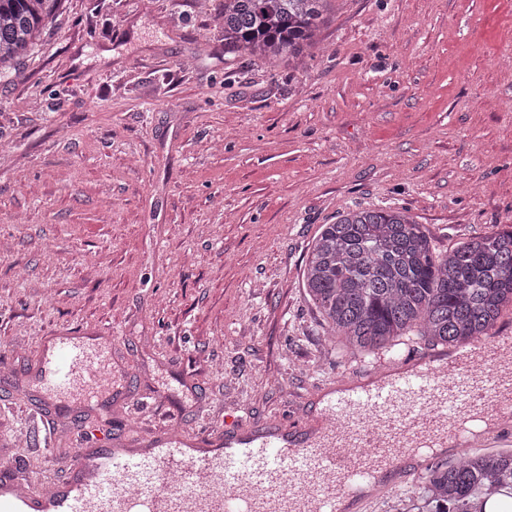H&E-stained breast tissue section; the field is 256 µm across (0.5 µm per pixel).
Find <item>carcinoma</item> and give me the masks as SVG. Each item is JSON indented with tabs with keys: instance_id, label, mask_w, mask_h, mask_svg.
<instances>
[{
	"instance_id": "obj_1",
	"label": "carcinoma",
	"mask_w": 512,
	"mask_h": 512,
	"mask_svg": "<svg viewBox=\"0 0 512 512\" xmlns=\"http://www.w3.org/2000/svg\"><path fill=\"white\" fill-rule=\"evenodd\" d=\"M59 0H0V79L31 51ZM329 0H224V49L275 66L316 43ZM305 293L352 352L397 357L414 336L462 349L494 329L512 304V230L445 252L408 211L350 210L311 245ZM512 500V450L465 452L428 466L406 497L417 512H487Z\"/></svg>"
}]
</instances>
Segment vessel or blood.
I'll use <instances>...</instances> for the list:
<instances>
[{
    "label": "vessel or blood",
    "instance_id": "obj_1",
    "mask_svg": "<svg viewBox=\"0 0 512 512\" xmlns=\"http://www.w3.org/2000/svg\"><path fill=\"white\" fill-rule=\"evenodd\" d=\"M36 380L83 404L112 386V340L67 329L39 346ZM512 408V336L447 363L420 357L353 377L317 415L239 425L189 439L168 428L82 448L64 479L39 485L0 474V512H337V495L372 469L424 464L461 421Z\"/></svg>",
    "mask_w": 512,
    "mask_h": 512
}]
</instances>
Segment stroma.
I'll use <instances>...</instances> for the list:
<instances>
[{
  "mask_svg": "<svg viewBox=\"0 0 512 512\" xmlns=\"http://www.w3.org/2000/svg\"><path fill=\"white\" fill-rule=\"evenodd\" d=\"M224 0H61L0 80V472L78 440L302 415L386 362L324 343L322 225L405 208L436 251L512 228V0H333L297 65L225 52ZM112 339V394L30 381L60 329Z\"/></svg>",
  "mask_w": 512,
  "mask_h": 512,
  "instance_id": "obj_1",
  "label": "stroma"
}]
</instances>
